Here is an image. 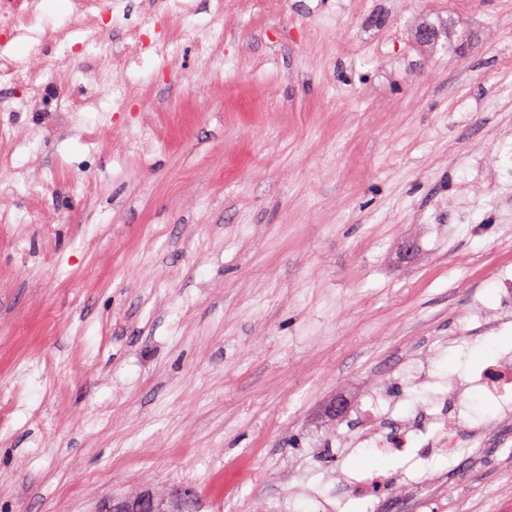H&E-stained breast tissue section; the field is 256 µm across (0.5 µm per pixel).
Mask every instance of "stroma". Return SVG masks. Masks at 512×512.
<instances>
[{
    "label": "stroma",
    "mask_w": 512,
    "mask_h": 512,
    "mask_svg": "<svg viewBox=\"0 0 512 512\" xmlns=\"http://www.w3.org/2000/svg\"><path fill=\"white\" fill-rule=\"evenodd\" d=\"M0 54V512H104L189 488L196 512H367L337 471L383 466L348 416L381 381L410 416L512 350L479 332L512 278V0H99L100 38L194 26L124 76L73 0H33ZM67 31L40 43L37 27ZM224 32V53L204 29ZM69 56L79 82L54 75ZM97 103L83 112L72 100ZM55 226L45 243L40 226ZM478 335L464 347L451 337ZM410 358L428 375L410 387ZM438 512H512V452L442 458ZM282 0H218L217 9L224 15L243 12H261L267 8L277 11L281 8ZM46 74L39 64H31L21 73L4 58H0V80H19L26 88L27 97L34 98L40 95L46 86Z\"/></svg>",
    "instance_id": "35a3bbf8"
}]
</instances>
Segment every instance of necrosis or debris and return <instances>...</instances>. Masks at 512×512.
<instances>
[{
    "label": "necrosis or debris",
    "mask_w": 512,
    "mask_h": 512,
    "mask_svg": "<svg viewBox=\"0 0 512 512\" xmlns=\"http://www.w3.org/2000/svg\"><path fill=\"white\" fill-rule=\"evenodd\" d=\"M482 401L498 404L505 414H512V352L507 351L492 364L480 366L467 377L452 383L441 394L439 412L423 413L396 424H387L382 404L390 396L378 389L373 400L356 414L358 431L355 446L374 449L378 454L414 464L412 476L402 472L372 469L354 476L341 475L340 483L353 496L378 504L389 500L403 502L409 512H424L425 502L415 494L418 485H426L430 494L442 492L439 473L430 471L425 463L433 457L474 460V451L490 441L499 445L512 442V435L503 425L479 419L471 410L467 392Z\"/></svg>",
    "instance_id": "obj_1"
}]
</instances>
